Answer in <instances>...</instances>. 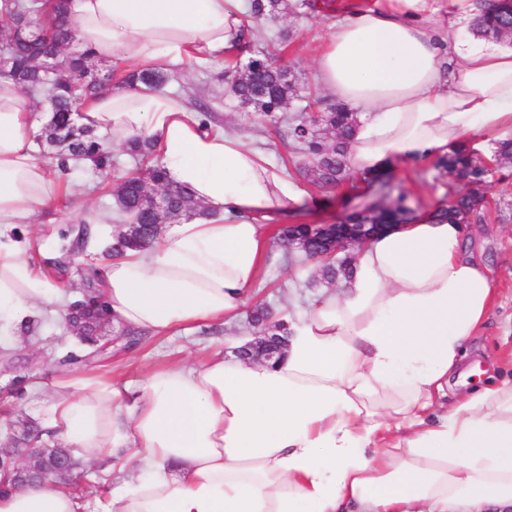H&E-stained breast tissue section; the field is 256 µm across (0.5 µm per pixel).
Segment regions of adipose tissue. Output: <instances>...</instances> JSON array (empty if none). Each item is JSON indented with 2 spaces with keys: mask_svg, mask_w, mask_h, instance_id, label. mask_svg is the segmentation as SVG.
Segmentation results:
<instances>
[{
  "mask_svg": "<svg viewBox=\"0 0 512 512\" xmlns=\"http://www.w3.org/2000/svg\"><path fill=\"white\" fill-rule=\"evenodd\" d=\"M96 59L136 70L220 64L249 36L242 0H65ZM478 0H373L330 27L315 66L337 102L359 114L351 168L381 171L467 146L512 140V45L469 36ZM44 117L0 75V335L63 318L62 289L43 270L58 235L30 225L65 198L38 159ZM81 124L121 146L152 137L166 180L202 216L168 225L150 247L95 261L113 321L163 335L245 315L268 259L266 221L304 189L266 149L203 123L180 98L112 87ZM118 209L87 205V253L110 252ZM466 227L424 217L380 231L355 253L353 286L278 312V360L215 354L146 374L136 388L68 376L40 409L44 436L123 472L106 501L48 485L0 494V512H512V379L442 407L495 302Z\"/></svg>",
  "mask_w": 512,
  "mask_h": 512,
  "instance_id": "obj_1",
  "label": "adipose tissue"
}]
</instances>
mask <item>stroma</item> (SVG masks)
<instances>
[{"label": "stroma", "instance_id": "stroma-1", "mask_svg": "<svg viewBox=\"0 0 512 512\" xmlns=\"http://www.w3.org/2000/svg\"><path fill=\"white\" fill-rule=\"evenodd\" d=\"M356 0H318L320 12L302 16L283 11L262 19L259 23L264 35L287 38L283 63L297 77L299 86L311 89L318 98V111H326L334 102L331 93L317 78L315 58L329 32L330 24L343 17ZM222 66L208 71L184 69L180 81L184 84L207 83L214 96L213 104L222 124L234 127L250 143L266 147L273 163L287 167L304 188L305 197L287 212L269 219L271 257L261 278L263 286L251 297V304H267L272 310L289 305L294 309L305 307L316 293L312 285L313 267L299 252L285 253L279 234L291 224H336L342 216L360 203L372 200L365 184L337 187L313 185L302 168V156L294 145L284 144L272 129H259L253 113L238 108L228 96L230 80L223 77ZM134 160L124 147L112 149L110 175L71 171L68 185L80 201L99 208L109 207L112 195L107 177H120L134 167ZM393 185L408 193L416 217H424L439 204L450 203L461 185H447L439 179L433 160L398 161L388 171ZM485 198L487 217L483 223L467 227L468 248L488 266L495 286L496 302L486 326L474 337L469 348L477 357L480 369L497 374L506 361L512 359V164L495 163L485 184L480 188ZM253 328L249 319L231 324L204 326L195 332L178 331L165 336H142L136 346H117L99 355L91 366L93 373L112 380L135 384L144 375L172 365L201 363L220 350L225 337L247 336ZM15 347L7 358H0V388L16 375H28L32 382L26 393L14 400L10 415L0 414V436L10 437L23 425L38 421V411L44 402L56 395L59 378L56 351L75 347V334L57 320L49 319L31 327L23 335L14 337Z\"/></svg>", "mask_w": 512, "mask_h": 512}]
</instances>
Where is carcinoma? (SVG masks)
Instances as JSON below:
<instances>
[{
    "mask_svg": "<svg viewBox=\"0 0 512 512\" xmlns=\"http://www.w3.org/2000/svg\"><path fill=\"white\" fill-rule=\"evenodd\" d=\"M63 0H4L5 13L10 25L37 28L34 35L15 34L10 37L8 63L4 74L12 77L30 94H42L47 100L48 118L36 138V144L51 167L65 173L74 167L72 159L90 158L95 173L112 169V150L107 138L92 129L78 124L76 105L107 89L99 80V71L87 50L69 51L73 44V29L64 16ZM314 7L309 0L288 4V0H251L249 12L255 20L275 15L288 7ZM476 31L482 34L508 37L512 29V0H488L482 13L475 19ZM271 48L262 55L253 57L248 68L253 75L232 80L229 95L242 109L251 108L261 120L272 128L284 121L280 112L297 95L294 75L286 68H276L273 63L279 58L282 48L274 39H269ZM49 57L56 58L60 68L56 71L43 69V62ZM132 88L143 85L160 89L172 81L163 71L134 72L121 78ZM189 103L202 116L203 122L212 121V109L205 96L192 92ZM356 125L353 113L338 105L314 119L295 118L288 124V138L304 150V167L316 185L338 186L348 181L353 172L347 162V146ZM133 155L147 162V165L123 176L116 192L122 201V209L130 215V221L118 227L114 235L113 253L119 255L129 247L141 248L154 241L150 225L167 224L172 220L205 214L203 205L181 188L165 183L162 160L157 158L153 139L136 138L129 142ZM435 167L445 172L454 181L467 185L484 182L487 166L470 152L456 148L440 157ZM158 189L166 194L168 209L157 211L147 191ZM409 196L400 192L389 201H381L373 208L356 210L346 216L344 223L354 225L358 234H367L379 224H404L410 221L413 208L408 205ZM483 198L466 193L456 200L432 212L439 221L470 224L483 221ZM336 236V228L325 233L312 229L307 224H294L286 228L282 237L288 248L301 252L310 260L323 261L315 279L317 285H332L340 278H348L353 272V258L345 256L336 259L330 256L327 241ZM99 319L94 305H89L83 316L85 348H98ZM45 465L49 469H75L70 451L65 447L50 451Z\"/></svg>",
    "mask_w": 512,
    "mask_h": 512,
    "instance_id": "cac0c4a2",
    "label": "carcinoma"
}]
</instances>
